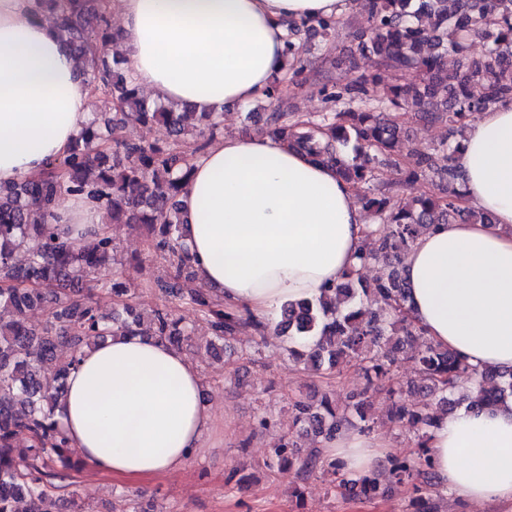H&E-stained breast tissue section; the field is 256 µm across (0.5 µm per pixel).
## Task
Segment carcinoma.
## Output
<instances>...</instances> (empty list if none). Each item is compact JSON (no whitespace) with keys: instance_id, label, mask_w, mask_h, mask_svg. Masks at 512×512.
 <instances>
[{"instance_id":"1","label":"carcinoma","mask_w":512,"mask_h":512,"mask_svg":"<svg viewBox=\"0 0 512 512\" xmlns=\"http://www.w3.org/2000/svg\"><path fill=\"white\" fill-rule=\"evenodd\" d=\"M56 14L61 38L80 62L83 83L91 86L99 112L81 130L69 153L50 164L35 180L0 185V306L11 317L0 319V512H54L60 491L77 495L72 473L82 469L69 455V439L55 419L67 376L81 351L111 335L149 334L171 345L190 339L172 314L153 310L150 332L141 328L140 313L131 304L107 319L92 300L97 275L118 264L112 237L87 230L73 239L51 222L62 196L102 202L117 224H145L154 249L168 258L171 281L209 324L215 340L210 349L250 327L264 325L226 308L197 287L196 274L182 243L184 223L178 197L189 174L186 155L204 151L219 130V114L151 107L132 85L120 61L108 62L110 24L102 0H45ZM371 25L352 33L359 53L374 55L400 73L403 82L386 85L376 95L377 79H362L326 94L330 108L302 118L279 107L264 113L260 130L279 136L295 148L337 166L339 176L356 189L372 185L380 166L409 164L408 181L435 186L425 193L401 197L370 190L361 204L382 225L383 237L368 240L360 265L379 267L369 282L354 271L329 288L331 297L287 304L277 335L288 340V355L315 370H333L355 361L366 387L353 405L356 417L339 414L329 394L314 403L292 404L289 430L312 431L322 442L343 429H371L365 406L386 389L393 396L390 421L418 434V452L411 458L387 459L385 469L395 482L412 485L415 512H434L439 487L426 444L438 414L465 404L472 409L512 400V368L478 371L456 355L421 336L403 316L405 286L401 254L435 224L485 223L490 216L464 208L453 184L459 174L453 155L460 143L427 152L405 149L400 120L407 114L429 123L445 121L460 129L466 121L512 99V0H370ZM306 29L324 40L336 35L338 20L325 19ZM476 36L487 40L480 57L467 53ZM453 52L457 64L448 68ZM162 123L170 133L164 144L133 138L110 139L116 125ZM354 143L355 155L344 153ZM39 309L45 324L35 327L27 313ZM412 346L414 383L432 401L419 404L389 387L394 380V353ZM49 360L58 361L52 375ZM269 470L295 469L305 481L319 470L338 476L343 496L367 500L385 494L382 472L350 478L336 462L315 449L295 464L289 439L269 450Z\"/></svg>"}]
</instances>
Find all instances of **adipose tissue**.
<instances>
[{"label":"adipose tissue","instance_id":"1","mask_svg":"<svg viewBox=\"0 0 512 512\" xmlns=\"http://www.w3.org/2000/svg\"><path fill=\"white\" fill-rule=\"evenodd\" d=\"M352 0H113L112 43L135 86L215 112L287 81L292 26L340 17ZM93 95L43 0H0V184L41 177L88 122ZM454 164L462 203L487 224H439L403 257L404 312L424 337L476 369L512 367V99L469 123ZM200 284L274 330L283 304L318 298L356 268L372 229L334 166L262 133H227L191 163L179 197ZM102 204L68 198L63 228L104 230ZM84 462L113 476L164 473L212 424L186 355L142 336L84 348L56 411ZM386 443L346 431L326 452L344 471L383 467ZM460 512L512 501V402L440 416L427 443Z\"/></svg>","mask_w":512,"mask_h":512}]
</instances>
